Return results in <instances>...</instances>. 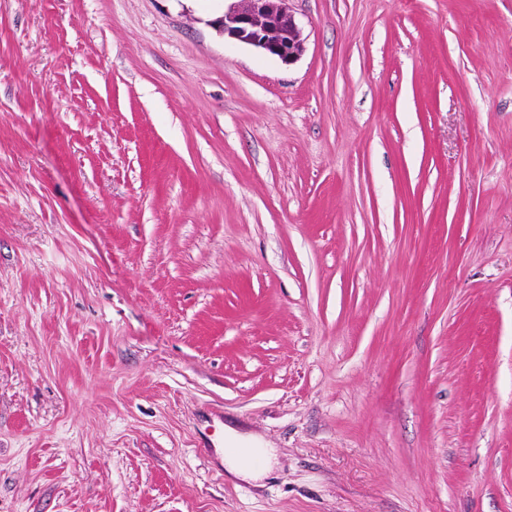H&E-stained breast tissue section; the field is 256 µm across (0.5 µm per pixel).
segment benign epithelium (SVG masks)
I'll use <instances>...</instances> for the list:
<instances>
[{
  "mask_svg": "<svg viewBox=\"0 0 512 512\" xmlns=\"http://www.w3.org/2000/svg\"><path fill=\"white\" fill-rule=\"evenodd\" d=\"M288 2L232 0L209 25L227 38L292 64L304 50V39Z\"/></svg>",
  "mask_w": 512,
  "mask_h": 512,
  "instance_id": "1",
  "label": "benign epithelium"
}]
</instances>
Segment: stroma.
Masks as SVG:
<instances>
[{
    "label": "stroma",
    "instance_id": "stroma-1",
    "mask_svg": "<svg viewBox=\"0 0 512 512\" xmlns=\"http://www.w3.org/2000/svg\"><path fill=\"white\" fill-rule=\"evenodd\" d=\"M289 7L0 0V512H512V0ZM232 1L224 14L210 21L230 38L285 64L294 63L304 50L302 30L288 7L290 0ZM253 446L249 448H224V465H228L232 470L240 474L256 475L262 472L266 462L268 451L256 442H251ZM260 460L264 466H258L256 462Z\"/></svg>",
    "mask_w": 512,
    "mask_h": 512
}]
</instances>
